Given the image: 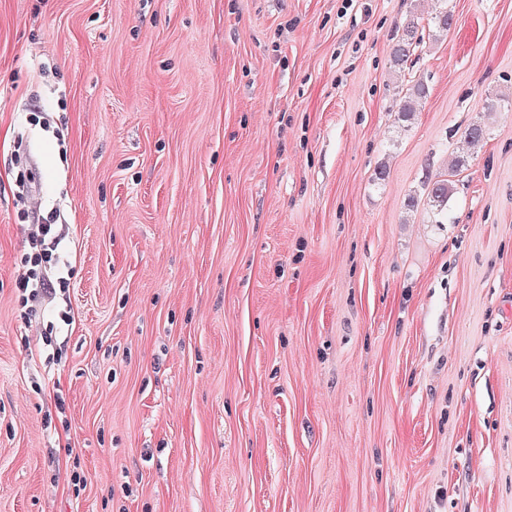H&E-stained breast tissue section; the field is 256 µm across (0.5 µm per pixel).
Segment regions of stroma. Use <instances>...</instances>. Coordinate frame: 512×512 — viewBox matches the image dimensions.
<instances>
[{
  "label": "stroma",
  "mask_w": 512,
  "mask_h": 512,
  "mask_svg": "<svg viewBox=\"0 0 512 512\" xmlns=\"http://www.w3.org/2000/svg\"><path fill=\"white\" fill-rule=\"evenodd\" d=\"M448 5L0 0V512H512V0ZM419 26V18L410 14L406 18L401 32L399 30L393 38L390 52V67L393 72L401 73L407 68L417 45L421 42L420 37H418ZM427 96V87L421 79L412 81V84L408 85L406 92L399 102L396 103V110L398 112V120L408 119L414 112H417L421 102ZM448 176L426 177L424 186L427 191V205L437 224H444L448 221V201L454 194L453 181ZM51 218H41L37 216L35 223L30 224V244L34 253V260L32 257L29 262L31 268L28 269L22 276L16 280V288L20 293L22 304L27 305L30 300H37L52 296L56 293V286L59 288L65 286L66 282L64 277H57L55 281L46 278L40 267L41 263L50 262L56 255V252L61 243V238L56 232V224H51Z\"/></svg>",
  "instance_id": "1"
}]
</instances>
